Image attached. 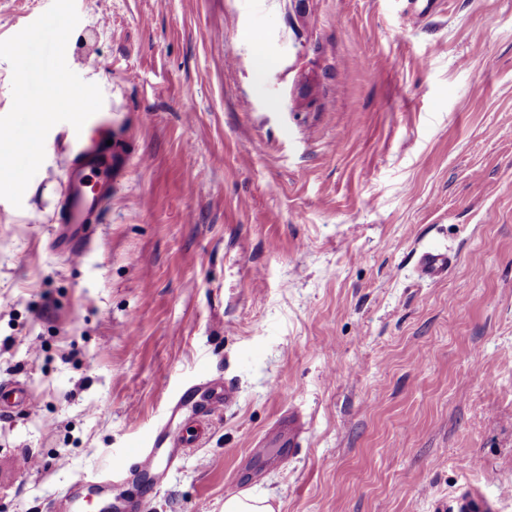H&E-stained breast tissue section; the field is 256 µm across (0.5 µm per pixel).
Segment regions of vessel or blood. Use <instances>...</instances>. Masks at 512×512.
<instances>
[{"instance_id": "1", "label": "vessel or blood", "mask_w": 512, "mask_h": 512, "mask_svg": "<svg viewBox=\"0 0 512 512\" xmlns=\"http://www.w3.org/2000/svg\"><path fill=\"white\" fill-rule=\"evenodd\" d=\"M132 150L131 138L115 142L111 127L101 123L91 145L70 154L56 208V226L48 243L53 252L71 257L90 247L92 229L111 202L118 175ZM452 266V256L439 250L424 251L418 258L421 277L430 281L446 278ZM236 399L235 389L227 383L208 388L192 386L182 391L173 410L177 413L190 411L199 428L204 429ZM28 404L29 398L20 384L0 386V412ZM303 431L304 426L298 418L285 416L280 422L277 440L282 447L296 448ZM198 445L197 433L180 435L171 432L169 426L157 427L141 438L133 452L119 457L111 473L92 472L84 475L82 481L111 494L112 512H152L153 490L160 484L156 464L158 450L195 448ZM133 471L137 472L143 489L130 499L122 494L120 485L124 477Z\"/></svg>"}]
</instances>
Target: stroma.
<instances>
[{
    "mask_svg": "<svg viewBox=\"0 0 512 512\" xmlns=\"http://www.w3.org/2000/svg\"><path fill=\"white\" fill-rule=\"evenodd\" d=\"M51 4L0 0V40ZM75 7L67 64L136 150L78 257L47 241L92 124L0 199V383L33 399L0 415V512H51L214 378L237 400L154 512H224L239 474L275 512H512V0ZM454 258L447 252L427 250L418 258V269L421 277L438 281L446 278L453 266ZM303 432L304 425L298 418L292 416L288 412V415L282 418L280 422L277 432V440L282 447L288 448L290 452V448H292L293 451V448L298 446L297 442Z\"/></svg>",
    "mask_w": 512,
    "mask_h": 512,
    "instance_id": "obj_1",
    "label": "stroma"
}]
</instances>
